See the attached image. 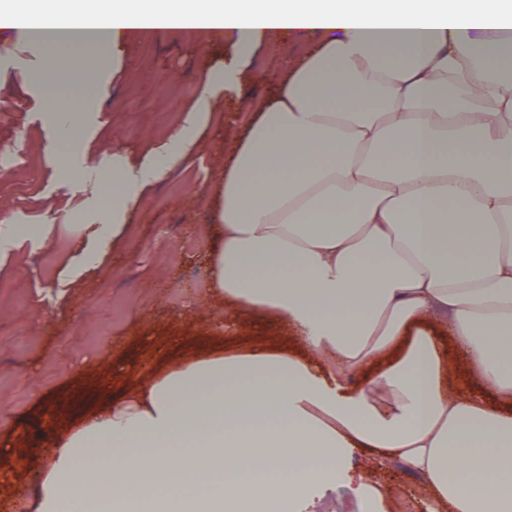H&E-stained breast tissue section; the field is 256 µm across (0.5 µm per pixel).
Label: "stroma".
Wrapping results in <instances>:
<instances>
[{"mask_svg": "<svg viewBox=\"0 0 512 512\" xmlns=\"http://www.w3.org/2000/svg\"><path fill=\"white\" fill-rule=\"evenodd\" d=\"M210 50L147 42L130 64L99 91L91 122L96 134L83 164L98 169L121 147L159 141L176 128L199 84ZM59 76L68 109H77L87 72L74 53L49 56L38 47L0 44V221L75 225L82 217L73 186L56 178L45 160L50 138L41 109L44 71ZM220 139L170 169L129 228L127 246L105 268L67 297L52 288L56 270L77 238L37 245L20 243L0 265V436L38 460L55 431L45 412L66 407L71 418L121 398L150 363L147 342L174 334L201 335L214 321L206 255L213 178L224 158ZM0 452V512H13L30 495L31 469ZM364 456L355 453L350 474L317 489L297 512H371L354 491Z\"/></svg>", "mask_w": 512, "mask_h": 512, "instance_id": "1", "label": "stroma"}]
</instances>
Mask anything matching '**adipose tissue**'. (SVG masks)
Instances as JSON below:
<instances>
[{
	"mask_svg": "<svg viewBox=\"0 0 512 512\" xmlns=\"http://www.w3.org/2000/svg\"><path fill=\"white\" fill-rule=\"evenodd\" d=\"M126 59L151 31L210 60L180 125L112 154L81 200L71 294L127 244L142 200L215 134L226 94L264 81L251 54L301 47L247 99L212 193L210 293L262 328L170 337L123 399L67 423L32 512H275L355 449L404 467L426 512H512V0H27L0 41ZM65 183L85 114L44 99Z\"/></svg>",
	"mask_w": 512,
	"mask_h": 512,
	"instance_id": "obj_1",
	"label": "adipose tissue"
}]
</instances>
